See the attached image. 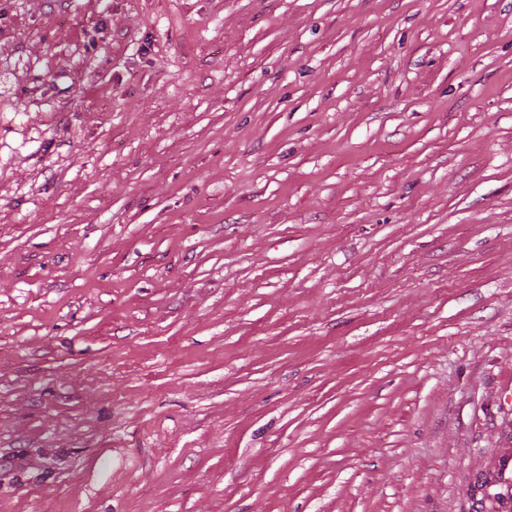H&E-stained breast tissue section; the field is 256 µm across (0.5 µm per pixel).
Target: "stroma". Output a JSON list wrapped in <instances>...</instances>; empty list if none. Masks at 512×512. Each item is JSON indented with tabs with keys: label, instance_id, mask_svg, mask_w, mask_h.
Returning a JSON list of instances; mask_svg holds the SVG:
<instances>
[{
	"label": "stroma",
	"instance_id": "1",
	"mask_svg": "<svg viewBox=\"0 0 512 512\" xmlns=\"http://www.w3.org/2000/svg\"><path fill=\"white\" fill-rule=\"evenodd\" d=\"M512 0H0V512H501Z\"/></svg>",
	"mask_w": 512,
	"mask_h": 512
}]
</instances>
